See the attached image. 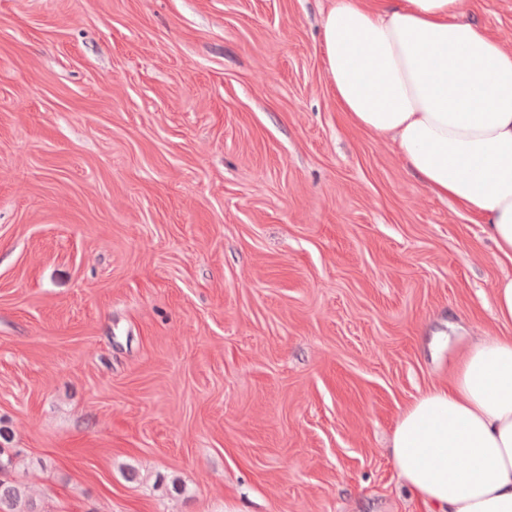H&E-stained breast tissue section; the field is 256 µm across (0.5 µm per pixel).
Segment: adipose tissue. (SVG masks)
Here are the masks:
<instances>
[{"label": "adipose tissue", "instance_id": "adipose-tissue-1", "mask_svg": "<svg viewBox=\"0 0 512 512\" xmlns=\"http://www.w3.org/2000/svg\"><path fill=\"white\" fill-rule=\"evenodd\" d=\"M322 50L342 111L391 137L512 267V51L462 0H331ZM388 452L427 512H512V337L469 348L452 382L401 414Z\"/></svg>", "mask_w": 512, "mask_h": 512}]
</instances>
